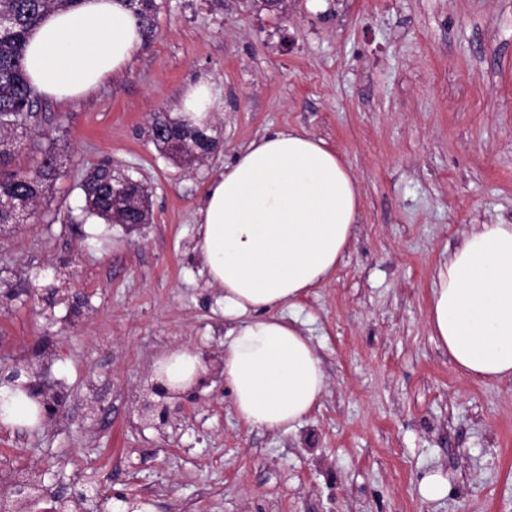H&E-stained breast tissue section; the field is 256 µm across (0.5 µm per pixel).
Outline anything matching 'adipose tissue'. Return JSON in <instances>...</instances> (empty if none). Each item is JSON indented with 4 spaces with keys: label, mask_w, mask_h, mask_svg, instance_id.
Returning <instances> with one entry per match:
<instances>
[{
    "label": "adipose tissue",
    "mask_w": 512,
    "mask_h": 512,
    "mask_svg": "<svg viewBox=\"0 0 512 512\" xmlns=\"http://www.w3.org/2000/svg\"><path fill=\"white\" fill-rule=\"evenodd\" d=\"M143 42L121 0H81L48 12L23 61L34 89L65 101L123 71ZM360 209L357 180L335 149L288 129L251 141L208 185L197 247L224 313V383L252 428L293 431L326 389L322 361L288 310L330 279ZM433 336L465 376L512 379V224H476L441 262L429 306ZM207 371L181 347L159 354L154 380L188 391ZM0 423L42 425L38 403L0 386Z\"/></svg>",
    "instance_id": "1"
}]
</instances>
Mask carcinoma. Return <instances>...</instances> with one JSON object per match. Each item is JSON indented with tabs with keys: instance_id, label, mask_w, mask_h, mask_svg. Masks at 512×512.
Segmentation results:
<instances>
[{
	"instance_id": "obj_1",
	"label": "carcinoma",
	"mask_w": 512,
	"mask_h": 512,
	"mask_svg": "<svg viewBox=\"0 0 512 512\" xmlns=\"http://www.w3.org/2000/svg\"><path fill=\"white\" fill-rule=\"evenodd\" d=\"M79 0H0V16L12 22L0 27V227L19 223L18 206L38 212L39 201L60 175L55 147L41 151L35 165L15 163L16 144L27 136L37 92L29 83L23 59L30 31L51 9L71 8ZM137 20L145 39L155 33L157 0H123ZM153 124L165 130L154 144L163 154L189 164L201 162V152L217 148L207 129L189 124L181 116L160 114ZM80 188L85 210L109 224H141L146 221L148 188L134 177L102 162L87 172Z\"/></svg>"
}]
</instances>
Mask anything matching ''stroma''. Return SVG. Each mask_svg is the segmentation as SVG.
I'll use <instances>...</instances> for the list:
<instances>
[{
  "label": "stroma",
  "instance_id": "1",
  "mask_svg": "<svg viewBox=\"0 0 512 512\" xmlns=\"http://www.w3.org/2000/svg\"><path fill=\"white\" fill-rule=\"evenodd\" d=\"M160 3L125 71L79 98L40 97L21 141L25 161L55 144L61 177L35 222L0 237V353L43 351L62 407L36 431L0 426V469L156 512H512V380L462 376L428 326L438 264L471 225L512 224V0ZM201 78L222 148L189 166L150 126ZM282 128L335 148L361 195L351 249L294 310L325 394L292 432L252 429L208 374L156 427L140 412L153 359L224 350L195 249L205 189ZM104 160L145 181L148 224L89 220L79 185ZM434 473L448 493L428 501Z\"/></svg>",
  "mask_w": 512,
  "mask_h": 512
}]
</instances>
